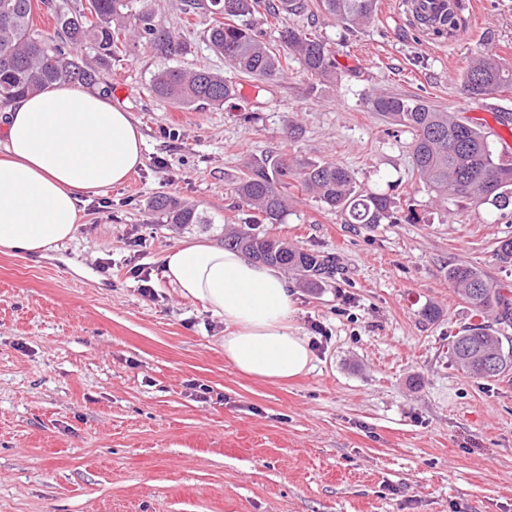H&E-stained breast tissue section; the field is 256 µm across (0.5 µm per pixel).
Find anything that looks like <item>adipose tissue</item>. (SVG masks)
<instances>
[{"instance_id":"obj_1","label":"adipose tissue","mask_w":512,"mask_h":512,"mask_svg":"<svg viewBox=\"0 0 512 512\" xmlns=\"http://www.w3.org/2000/svg\"><path fill=\"white\" fill-rule=\"evenodd\" d=\"M0 250L36 255L72 239L88 194L126 182L144 162L130 115L90 90L52 86L0 115ZM163 276L223 318L225 358L241 373L282 382L309 372L306 337L288 325L287 280L274 268L206 240L166 250Z\"/></svg>"}]
</instances>
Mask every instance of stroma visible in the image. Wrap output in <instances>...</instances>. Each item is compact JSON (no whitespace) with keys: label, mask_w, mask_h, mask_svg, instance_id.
I'll return each instance as SVG.
<instances>
[{"label":"stroma","mask_w":512,"mask_h":512,"mask_svg":"<svg viewBox=\"0 0 512 512\" xmlns=\"http://www.w3.org/2000/svg\"><path fill=\"white\" fill-rule=\"evenodd\" d=\"M407 2L379 0L354 34L318 0L269 21L271 41L282 24L319 34L342 74L292 59L257 89L211 50L206 10L147 0L175 49L127 44L103 73L144 135L143 165L83 199L72 240L0 253V512H512V370L475 379L451 360L475 317L447 275L469 263L512 295V266L494 255L512 219L488 204L435 206L413 172L410 129L367 104L380 90L428 100L507 152L496 115L512 112V91L472 100L460 88L474 56L512 65V0H462L466 33L450 41L424 34ZM197 66L232 81L236 99L178 108L151 95L158 72ZM272 150L336 161L421 218L346 224L289 183L287 216L262 232L334 254L338 273L317 289L289 276L290 325L314 361L282 383L236 370L223 319L181 297L160 263L186 238L220 244L248 224L235 185L246 158ZM159 193L204 223H159L148 206ZM432 305L442 314L425 320Z\"/></svg>","instance_id":"stroma-1"}]
</instances>
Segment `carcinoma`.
<instances>
[{"label": "carcinoma", "instance_id": "carcinoma-1", "mask_svg": "<svg viewBox=\"0 0 512 512\" xmlns=\"http://www.w3.org/2000/svg\"><path fill=\"white\" fill-rule=\"evenodd\" d=\"M33 0H0V109L14 100L52 85L90 87L101 84L100 69L112 63L121 39H134L160 53L174 49L175 36L157 25L146 8L133 9L135 0H87L56 14L50 34L32 30ZM325 13L351 31L368 26L378 0H320ZM306 8L304 0H209L210 13L224 16L208 29L211 49L237 73L258 82L280 79L293 56L307 72L333 77L339 69L327 43L295 27L278 30L288 48L283 55L264 38L257 19ZM512 90V66L490 55L474 58L465 73L461 92L470 99ZM150 92L174 106H221L237 88L207 67L170 68L154 76ZM372 111L413 133V172L436 202L448 200L488 204L512 210V160L490 145L477 126L459 122L453 113L424 100L399 97L385 91L370 96ZM346 224H417L410 211L400 215L395 198L361 188L354 174L333 162L306 163L297 168L286 155L270 151L244 162L235 193L242 205L255 212L254 224H280L288 215L284 189L288 180ZM163 224H206L197 209L179 198L158 194L149 201ZM224 246L249 258L298 275L309 288H320L336 275V259L288 245L251 227L224 233ZM448 280L473 306L480 322L462 328L450 347L453 361L467 375L491 379L512 368V347L504 349L501 329L512 325V299L479 267L460 263L448 267Z\"/></svg>", "mask_w": 512, "mask_h": 512}]
</instances>
